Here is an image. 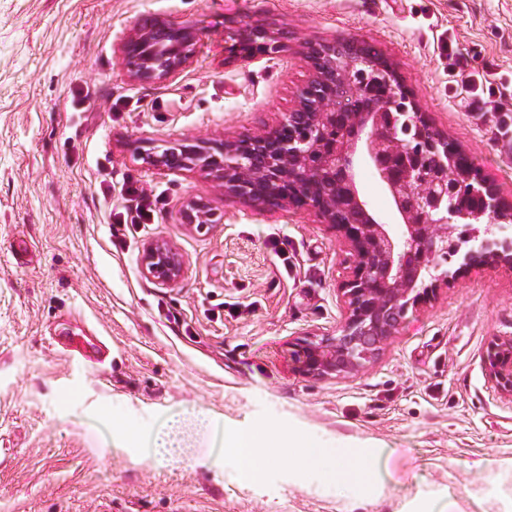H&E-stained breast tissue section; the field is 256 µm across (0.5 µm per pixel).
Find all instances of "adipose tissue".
I'll use <instances>...</instances> for the list:
<instances>
[{
    "label": "adipose tissue",
    "instance_id": "adipose-tissue-1",
    "mask_svg": "<svg viewBox=\"0 0 512 512\" xmlns=\"http://www.w3.org/2000/svg\"><path fill=\"white\" fill-rule=\"evenodd\" d=\"M204 436L211 437L214 447L232 458L237 474L246 481L254 480L260 473L270 458V449L285 448L294 456L301 475L318 473L332 481L337 497L348 506L347 512H358L365 501L383 494L378 463L387 451L370 442L325 448L316 439L292 433L269 436L223 426L198 412L169 419L161 429L147 436L145 445L160 463L172 455L187 453Z\"/></svg>",
    "mask_w": 512,
    "mask_h": 512
}]
</instances>
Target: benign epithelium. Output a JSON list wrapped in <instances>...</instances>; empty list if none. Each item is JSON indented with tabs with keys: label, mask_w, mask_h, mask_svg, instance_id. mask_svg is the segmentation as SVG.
Segmentation results:
<instances>
[{
	"label": "benign epithelium",
	"mask_w": 512,
	"mask_h": 512,
	"mask_svg": "<svg viewBox=\"0 0 512 512\" xmlns=\"http://www.w3.org/2000/svg\"><path fill=\"white\" fill-rule=\"evenodd\" d=\"M151 26L134 27L121 46L129 78L136 82L174 78L188 66L196 31L191 26L167 25L172 41L164 48L151 46ZM274 47V37L261 24L239 32L228 48L226 60L253 57L258 46ZM305 54L313 77L299 95L298 104L286 112L279 125L262 133L233 139H184L162 152L134 149L136 156L159 170H195L210 178L224 193L241 197L269 209L294 204V188L310 192L305 208L315 211L337 230L350 247L352 264L340 291L345 318L334 336H304L291 343L290 357L296 372L314 377L341 376L363 369L376 359L398 333L409 311L435 300L441 286L455 278L441 269L453 239L458 213L448 204V181L461 178L452 163L442 159L439 139H425L426 120L413 99L396 92L372 103L368 110L343 112L336 106L334 83L341 82L347 94L357 98L365 91L366 70L362 60L341 56L336 45L306 44ZM413 120L417 135L401 139L395 125L397 110ZM427 140L426 150L436 168L417 174L422 152L415 143ZM373 166L393 201L403 230L393 236L376 221L360 199L355 182L354 155ZM349 189L347 220H336V179ZM265 182L272 195L256 198L252 186ZM483 187L491 198L484 216L496 224L500 211L496 190L487 181ZM182 223L203 231L221 217L211 203L190 199L181 210ZM461 269L497 266L512 269V235L470 232ZM143 273L164 286L177 284L185 260L178 249L163 239L142 246ZM485 370L501 394L512 398V337L489 343Z\"/></svg>",
	"instance_id": "obj_1"
}]
</instances>
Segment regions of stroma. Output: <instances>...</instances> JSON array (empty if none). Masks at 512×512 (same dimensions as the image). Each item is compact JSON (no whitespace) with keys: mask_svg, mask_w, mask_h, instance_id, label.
<instances>
[{"mask_svg":"<svg viewBox=\"0 0 512 512\" xmlns=\"http://www.w3.org/2000/svg\"><path fill=\"white\" fill-rule=\"evenodd\" d=\"M149 20L197 31L176 79L127 75L121 43ZM255 23L278 51L225 63L234 32ZM447 38L466 72L507 85L499 103L512 111V0H0V512H346L287 454L243 484L217 449L162 467L145 449L108 447L96 422L144 434L192 408L326 448H387L385 495L361 512L442 487L484 512V491H512V474L467 468L512 458V399L484 366L489 342L512 336V271L449 281L367 369L305 376L291 342L334 334L345 315L339 233L312 211L267 210L133 154L276 126L312 75L305 44L352 41L383 55L431 127L512 205V131L466 110ZM130 181L158 198L148 223L116 222ZM356 181L377 221L394 224L375 169L357 165ZM191 198L220 223L182 224ZM157 238L185 259L175 286L142 272L141 247ZM73 336L108 345L103 369L70 366L60 349Z\"/></svg>","mask_w":512,"mask_h":512,"instance_id":"stroma-1","label":"stroma"}]
</instances>
